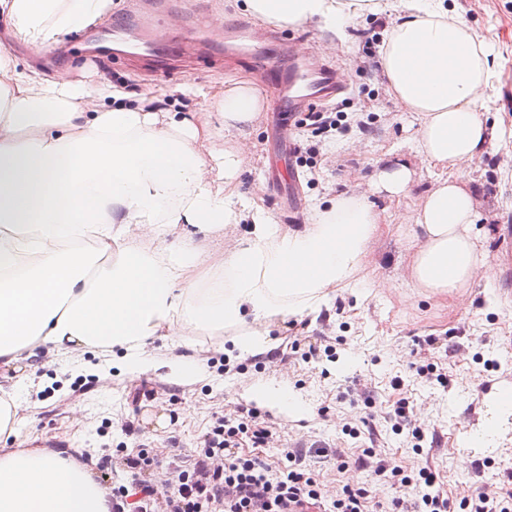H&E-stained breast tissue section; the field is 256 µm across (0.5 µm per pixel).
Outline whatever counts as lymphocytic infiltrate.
I'll use <instances>...</instances> for the list:
<instances>
[{
  "mask_svg": "<svg viewBox=\"0 0 512 512\" xmlns=\"http://www.w3.org/2000/svg\"><path fill=\"white\" fill-rule=\"evenodd\" d=\"M271 437L256 410L239 408L235 417L217 419L204 441L203 458L181 471L174 485L141 486L134 501L127 486L113 487L112 512H450L429 468L406 469L374 448L354 459L337 454L338 469L369 472L408 487L409 496L383 502L372 499L365 486L346 483L329 499L306 462L305 448L284 449L282 460L273 464L237 451L243 439L264 445Z\"/></svg>",
  "mask_w": 512,
  "mask_h": 512,
  "instance_id": "f902f5d3",
  "label": "lymphocytic infiltrate"
}]
</instances>
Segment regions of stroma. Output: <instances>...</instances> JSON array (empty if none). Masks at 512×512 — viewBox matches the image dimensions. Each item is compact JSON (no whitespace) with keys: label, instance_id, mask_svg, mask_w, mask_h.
<instances>
[{"label":"stroma","instance_id":"35a3bbf8","mask_svg":"<svg viewBox=\"0 0 512 512\" xmlns=\"http://www.w3.org/2000/svg\"><path fill=\"white\" fill-rule=\"evenodd\" d=\"M199 24L179 7L160 20L166 37L154 49L130 38L126 50L101 54L96 46L111 37L127 0H112L103 20L64 35L70 53H44L8 42L7 21L0 15V40L17 70L33 67L92 85L108 83L131 97L154 89L165 107L200 112L202 100L186 96V85L217 88L231 77L252 78L246 55L228 64L225 26L249 21L242 0H195ZM448 14L463 22L482 44L488 82L480 112L498 130L490 153L470 164L467 177L490 205L491 233L484 242L490 279L448 297L426 296L408 284L414 245L406 230L433 183L428 164L416 162L409 194L393 198L372 188L377 167L410 154L415 134L389 96L379 60L396 16L397 0H371L350 11L344 24L285 27L299 46L331 58L347 73L346 92L333 99L348 130L335 138L317 139L294 129L297 151L279 152L282 131L272 122L274 98L264 93L263 108L242 135L249 152L237 192L259 191L272 220L295 227L309 223L314 201L351 192L364 193L379 217L367 255L350 286H336L318 315L302 317L296 328L274 325L280 344L272 355L226 357L216 337L186 328L197 377L192 384L171 382L166 370L131 377L125 352L88 350L37 358L32 402L19 425L21 436H36L42 448H78L97 481L111 488L126 475L129 457L149 453L154 465L143 479L163 487L179 472L193 468L204 439L217 417L236 408H256L275 435L260 447L242 440L238 451L275 459L293 443L314 449L309 462L327 494L347 482L365 483L372 497L397 496L389 483L364 471H338L334 452L357 456L376 445L382 454L408 467H427L450 503L488 486L512 483V0H446ZM369 116L372 134H361L359 115ZM333 346L335 356L308 361L309 347ZM445 373L451 385L441 388L419 378L418 352ZM285 398L265 400L268 390ZM406 399L427 429L422 453L407 438L394 434L385 413ZM369 416L373 433L352 438L345 426ZM133 435H125V426ZM486 440H478L482 427Z\"/></svg>","mask_w":512,"mask_h":512}]
</instances>
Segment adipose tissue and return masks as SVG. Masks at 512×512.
Wrapping results in <instances>:
<instances>
[{
  "label": "adipose tissue",
  "mask_w": 512,
  "mask_h": 512,
  "mask_svg": "<svg viewBox=\"0 0 512 512\" xmlns=\"http://www.w3.org/2000/svg\"><path fill=\"white\" fill-rule=\"evenodd\" d=\"M380 67L416 127L412 151L434 171L409 231L410 284L433 295L468 287L485 258V215L463 165L496 141L477 110L486 60L445 0H400ZM111 0H0L12 43L35 51L86 28ZM264 25L335 24L341 0H244ZM203 112L0 61V366L44 350L119 348L128 374L158 369L142 350L188 327L234 331L240 355L278 347L273 325L320 312L362 264L378 216L365 196L315 203L298 228L271 222L235 189L238 133L263 103L256 81L204 93ZM223 139V151L214 142ZM456 174H449V167ZM252 229L230 251L225 225ZM75 449L0 448V512H108Z\"/></svg>",
  "instance_id": "ef3b65f1"
}]
</instances>
